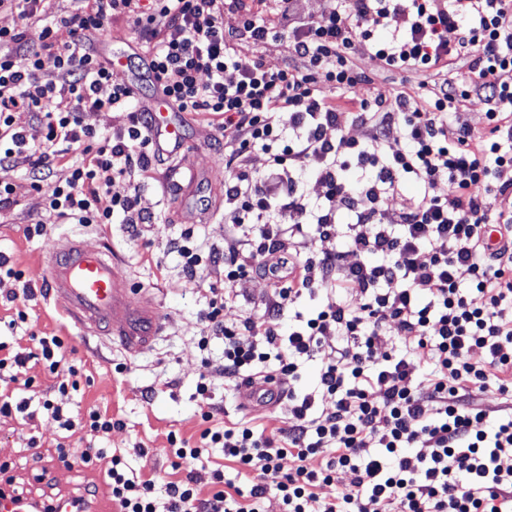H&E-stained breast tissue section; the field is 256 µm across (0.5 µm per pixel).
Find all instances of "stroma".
I'll return each instance as SVG.
<instances>
[{"label":"stroma","mask_w":512,"mask_h":512,"mask_svg":"<svg viewBox=\"0 0 512 512\" xmlns=\"http://www.w3.org/2000/svg\"><path fill=\"white\" fill-rule=\"evenodd\" d=\"M94 47L107 60L119 52L131 58V65L125 68L127 79L138 84L142 97L155 95L156 89L146 71L147 55L132 24L123 19L113 21L109 31L95 38ZM356 64L373 77L374 94L386 98L402 88L421 95L441 81L432 72L380 69L367 55L358 56ZM187 120L189 152L183 161H161L149 180H141L133 172L112 185L116 193L137 190L141 208L157 217V224L147 227L141 237H130L126 225L120 223L103 229L50 224L45 235L25 237L24 227L44 207L43 193L35 191L22 192L16 205L0 211V255L21 269L28 283H35L40 276L53 240L75 237L94 247L106 239L126 261L137 286L156 294L167 328L151 350L135 358H126L116 349H96L92 336L73 325L38 293L27 303V322L16 323L9 334L23 348L29 346L34 332L63 337L71 359L83 364L89 378L80 391L70 394L69 408L96 405L121 419L123 425L113 429L109 447L124 453L133 468L161 475L170 469L168 433L176 431L186 438L197 434L195 386L204 370L202 361L207 358L212 364H219L224 349L222 341H213L209 355L204 356L195 341L211 298L209 289L223 287V275L219 269H212L209 287H198L184 277L181 259L170 249L171 241L188 229L218 247L223 246L232 231L231 225L224 222V182L229 177L224 164V131L209 115L191 114ZM188 165L201 172L194 192L189 195L175 188L177 182L184 180V168ZM235 287L240 298L224 309V318L229 323L259 312L270 291L268 282L258 276L240 280ZM122 362L126 363V370L116 372V365ZM149 387L154 388L155 394L147 404L142 394ZM33 438L45 457L52 454L57 443L84 447L90 442L83 431L60 429L47 417L0 420V460L15 461L18 476L27 481L32 478L28 443Z\"/></svg>","instance_id":"stroma-1"}]
</instances>
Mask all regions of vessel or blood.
Returning a JSON list of instances; mask_svg holds the SVG:
<instances>
[{"mask_svg": "<svg viewBox=\"0 0 512 512\" xmlns=\"http://www.w3.org/2000/svg\"><path fill=\"white\" fill-rule=\"evenodd\" d=\"M150 133L156 148L174 156L185 149V123L164 97L149 100ZM43 293L75 324L97 335L104 346H118L135 357L148 351L163 331V316L154 296L137 288L110 246L90 249L83 241L53 242L42 277ZM283 393L256 379L238 391L248 409L276 406Z\"/></svg>", "mask_w": 512, "mask_h": 512, "instance_id": "b4317fda", "label": "vessel or blood"}]
</instances>
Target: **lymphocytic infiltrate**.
Segmentation results:
<instances>
[{
    "instance_id": "lymphocytic-infiltrate-1",
    "label": "lymphocytic infiltrate",
    "mask_w": 512,
    "mask_h": 512,
    "mask_svg": "<svg viewBox=\"0 0 512 512\" xmlns=\"http://www.w3.org/2000/svg\"><path fill=\"white\" fill-rule=\"evenodd\" d=\"M43 4L0 0V12L22 19L0 28V169L25 165L28 190L46 192L27 235L61 222L103 228L117 219L137 237L157 221L140 208L137 192L112 191L117 177L148 173L160 159L145 112L92 47L119 18L145 44L164 97L180 111L223 117L224 221L233 231L220 253L190 230L171 244L196 283H205L206 266L224 268L197 338L204 353L222 340L223 363L196 383L198 436H167L177 479L161 484L111 449L77 451L61 442L34 476L45 487L38 512H55L58 464L103 468L117 512H264L270 497L279 512H381L386 502L396 512H512V418L491 423L477 399L496 385L512 411V0H325L315 19L300 14L299 0H276L274 21L265 0H80L60 20L74 35L64 46L40 22ZM227 10L239 16L230 30L219 22ZM269 42L288 50L276 69L245 52ZM366 52L387 69L439 73L463 57L469 76L444 77L425 97L401 91L387 99L372 95L371 77L354 62ZM321 83L340 100L318 94ZM476 102L486 107L490 136L451 121L453 110ZM20 110L41 123L39 143L16 127ZM88 110L122 111L126 122L105 134L83 124ZM351 121L365 125L363 140L325 138L327 128ZM395 127L404 144L389 152L385 137ZM255 149L267 156L265 171L247 163ZM313 158L323 161L315 172L323 199L310 205L303 176ZM60 161L69 174L50 183ZM353 169L358 179L349 178ZM407 179L420 183V193L388 212L385 198ZM441 180L448 183L443 198L433 193ZM487 192L500 199L496 213L484 208ZM340 204L368 228L349 241L357 260L347 267L336 246ZM489 224L504 231L492 251L482 239ZM424 249L431 253L425 264L418 260ZM256 273L275 278L263 311L225 322V304L238 298L235 282ZM322 289L361 302L339 301L282 328L303 294ZM477 295L484 305L474 304ZM391 324L405 351L376 358ZM328 336L341 342L319 374L329 406L315 409L311 395L292 391L286 426L219 423L216 380L235 390L275 373L295 381L300 361L315 358ZM33 342L22 352L0 339V372L15 385L0 399V417L38 411L64 430L99 438L122 427L96 408L74 417L64 399L79 390L80 370L65 360L64 339L37 335ZM474 348L487 353L485 363L471 361ZM32 361L55 375V395H36ZM214 450L248 474L246 486L216 468L210 491L201 492L194 466ZM343 470L356 481L324 495Z\"/></svg>"
}]
</instances>
